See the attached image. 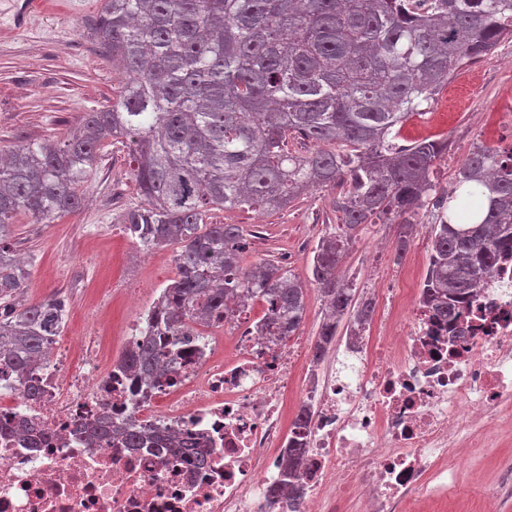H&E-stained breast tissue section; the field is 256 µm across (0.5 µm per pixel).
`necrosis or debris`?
Segmentation results:
<instances>
[{"mask_svg": "<svg viewBox=\"0 0 512 512\" xmlns=\"http://www.w3.org/2000/svg\"><path fill=\"white\" fill-rule=\"evenodd\" d=\"M378 321L354 325L342 377L313 364L299 336H265L254 301L230 320L186 322L190 337L159 384L105 363L101 310L53 343L41 393L0 371V512H415L456 489L457 451L497 447L512 427V260L481 284L456 324L437 323L422 293L376 291ZM297 392L304 427L285 399ZM167 430L155 447L92 435L91 423ZM303 442L289 478L282 458ZM187 439L209 466L183 458ZM295 480L293 502L270 487Z\"/></svg>", "mask_w": 512, "mask_h": 512, "instance_id": "obj_1", "label": "necrosis or debris"}]
</instances>
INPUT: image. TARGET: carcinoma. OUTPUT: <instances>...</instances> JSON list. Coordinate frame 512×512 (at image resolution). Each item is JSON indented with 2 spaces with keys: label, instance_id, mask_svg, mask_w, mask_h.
Instances as JSON below:
<instances>
[{
  "label": "carcinoma",
  "instance_id": "obj_1",
  "mask_svg": "<svg viewBox=\"0 0 512 512\" xmlns=\"http://www.w3.org/2000/svg\"><path fill=\"white\" fill-rule=\"evenodd\" d=\"M83 34L122 77L112 101L60 142L0 152L1 369L33 380L66 322L61 299L15 305L29 269L6 245L12 226L81 210L106 144L127 149L141 198L125 215L131 237L148 249L178 245L177 277L150 317L171 348L182 320L226 319L251 298L267 305L260 330L272 336L295 335L304 319L302 280L267 260L242 266L244 230L209 223L214 209L279 211L310 188L344 186L343 221L309 267L326 304L316 360L343 319L373 316L339 276L362 226L403 224L399 261L419 210L437 209L423 289L439 321L457 319L512 258V147H473L451 191L433 199L430 174L448 141L398 146L392 136L456 71L512 38V0H101ZM291 137L310 150L289 151ZM115 368L160 382L156 337Z\"/></svg>",
  "mask_w": 512,
  "mask_h": 512
}]
</instances>
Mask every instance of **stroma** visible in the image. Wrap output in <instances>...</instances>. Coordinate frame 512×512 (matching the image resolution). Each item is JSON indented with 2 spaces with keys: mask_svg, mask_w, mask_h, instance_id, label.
Masks as SVG:
<instances>
[{
  "mask_svg": "<svg viewBox=\"0 0 512 512\" xmlns=\"http://www.w3.org/2000/svg\"><path fill=\"white\" fill-rule=\"evenodd\" d=\"M100 0H33L28 23L16 27L12 0H0V148L62 138L83 113L107 105L118 77L83 34ZM447 140L448 151L435 163L432 180L438 191L454 186L456 171L473 146H512V40L502 41L490 55L460 70L426 112L411 117L399 130L397 142ZM339 189L319 187L302 194L285 209L265 213L252 209L211 211L215 224H240L251 230L244 263L261 258L285 259V268L308 280L312 251L297 252L301 239L318 243L340 219L333 209ZM88 201L80 211L51 224L19 218L11 239L22 254L30 276L18 304L28 305L57 296L67 307L64 336L77 332L84 309L100 294L111 293L106 324L99 338L101 353L118 359L125 350V332L138 310L153 303L158 288L175 275V249H157V274L121 230L122 215L140 202L130 175L128 155L121 145L102 151L87 186ZM434 208H424L402 260H395L400 224H369L350 243L342 264L357 298L366 284L396 267L410 275L396 282L408 291L421 287L425 272L412 261L430 236ZM156 262V263H157ZM512 465V428L499 435V445L482 456L462 461L457 495L445 512H485L486 498L495 491L502 469Z\"/></svg>",
  "mask_w": 512,
  "mask_h": 512,
  "instance_id": "1",
  "label": "stroma"
}]
</instances>
